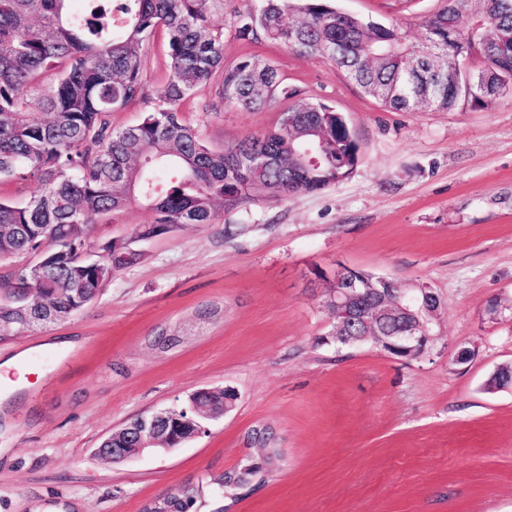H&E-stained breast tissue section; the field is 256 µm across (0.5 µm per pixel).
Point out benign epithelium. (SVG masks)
<instances>
[{
  "instance_id": "benign-epithelium-1",
  "label": "benign epithelium",
  "mask_w": 512,
  "mask_h": 512,
  "mask_svg": "<svg viewBox=\"0 0 512 512\" xmlns=\"http://www.w3.org/2000/svg\"><path fill=\"white\" fill-rule=\"evenodd\" d=\"M22 266L32 270L36 278L50 275V266L39 250L29 253ZM328 285L324 290V307L333 317V331L324 343L338 347L371 343L386 350L402 351V358L412 360L424 355L436 336L431 324L444 308L441 298L428 286L399 288L386 277H375L350 266L339 265L331 271H317ZM383 316H405L410 322L397 336H385L378 327ZM237 399L231 389L215 392L201 389L194 392L179 411L162 410L139 416L112 430L111 441L129 442L130 448H114L98 454L114 462L124 461L148 448L170 450L174 444L186 442L205 432L203 423L216 420L230 412Z\"/></svg>"
}]
</instances>
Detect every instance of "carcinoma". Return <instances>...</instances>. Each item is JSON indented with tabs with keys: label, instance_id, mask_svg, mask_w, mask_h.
I'll return each mask as SVG.
<instances>
[{
	"label": "carcinoma",
	"instance_id": "cac0c4a2",
	"mask_svg": "<svg viewBox=\"0 0 512 512\" xmlns=\"http://www.w3.org/2000/svg\"><path fill=\"white\" fill-rule=\"evenodd\" d=\"M74 2L0 0V179L38 185L23 201L0 197V257L45 243L53 254L43 281L33 285L18 269L0 278V295L9 300L0 311L1 336L30 328L40 314L34 296L67 318L100 294L99 267L76 261L75 253L133 200L153 214L137 233L142 239L170 224H214L224 210L277 185L290 193L323 189L358 162V147L333 107L303 99L264 60L224 65V29L213 21L223 0H85L79 11ZM257 2L237 28L240 38L286 46L294 27L302 31L297 52L330 60L360 86L382 88L380 101L394 110H410L420 97L446 112L486 109L491 93H475L474 84L485 74L512 81V13L501 12V0H469L463 13L445 2L424 21V40L450 60H465L447 66L441 81L395 26L363 28L329 0ZM159 28L167 34L168 76L152 98L144 48ZM218 73L221 105L278 107L293 113L292 128L278 124L232 148H209L180 112ZM132 104L144 107L142 121L115 129L112 113ZM253 154L273 162L251 170L246 192L237 158ZM252 463L245 479L239 465L223 474V493L251 492L278 470L258 457Z\"/></svg>",
	"mask_w": 512,
	"mask_h": 512
}]
</instances>
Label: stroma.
<instances>
[{"instance_id": "stroma-1", "label": "stroma", "mask_w": 512, "mask_h": 512, "mask_svg": "<svg viewBox=\"0 0 512 512\" xmlns=\"http://www.w3.org/2000/svg\"><path fill=\"white\" fill-rule=\"evenodd\" d=\"M441 0H334L412 42ZM254 0H224V62H273L288 84L340 112L358 147L347 178L314 192L257 197L213 224L148 239L131 203L94 240L122 239L139 263L70 317L0 340L25 377L0 380V512H142L202 485L193 512L265 427L276 475L229 512H512V387L484 384L512 361V96L482 110L386 109L327 59L240 39ZM182 106L220 150L272 129V108ZM344 264L445 304L431 353L401 361L364 344H324L333 319L315 270ZM166 329L177 346L149 338ZM474 351L458 364L460 350ZM233 389L234 409L171 451L115 463L96 455L130 420Z\"/></svg>"}]
</instances>
